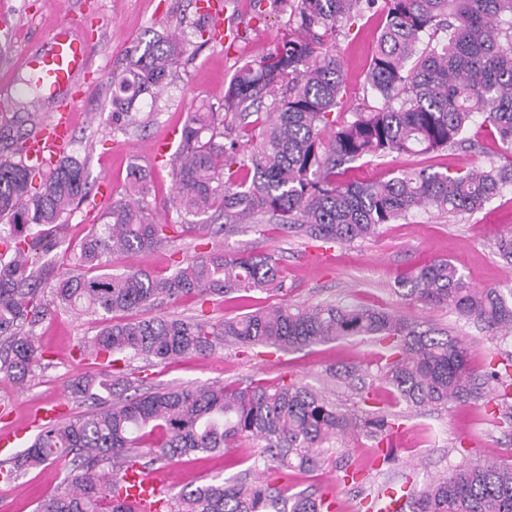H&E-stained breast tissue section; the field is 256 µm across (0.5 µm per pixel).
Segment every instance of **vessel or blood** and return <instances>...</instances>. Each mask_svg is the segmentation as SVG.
Listing matches in <instances>:
<instances>
[{"label": "vessel or blood", "mask_w": 512, "mask_h": 512, "mask_svg": "<svg viewBox=\"0 0 512 512\" xmlns=\"http://www.w3.org/2000/svg\"><path fill=\"white\" fill-rule=\"evenodd\" d=\"M46 42L45 51L26 54L22 60L23 67L41 75L46 96L65 99L46 129L26 143L28 159L40 164L56 161L62 156L72 137L73 112L78 102L76 82L91 72L88 41L75 38L68 27L52 29ZM122 478L127 484L123 497L134 512H153L156 497L164 492L154 469L140 464L124 470Z\"/></svg>", "instance_id": "1"}]
</instances>
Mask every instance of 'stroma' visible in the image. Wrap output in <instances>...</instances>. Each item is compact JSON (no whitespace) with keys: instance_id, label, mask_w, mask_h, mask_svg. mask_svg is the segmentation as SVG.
<instances>
[{"instance_id":"1","label":"stroma","mask_w":512,"mask_h":512,"mask_svg":"<svg viewBox=\"0 0 512 512\" xmlns=\"http://www.w3.org/2000/svg\"><path fill=\"white\" fill-rule=\"evenodd\" d=\"M226 18L236 29L234 46L203 42L195 31L198 0H0V80L18 81L26 74L19 59L45 49L46 34L66 24L85 37L91 47V66L104 70L106 79L89 87L74 113L69 152L84 160L89 194L68 219L66 232L52 257L60 272L73 270L82 239L99 223L106 203L98 199L102 178L112 182L113 196L123 193L131 165L149 174L144 204L158 223L178 224L182 217L173 202L174 173L170 163H153L152 150L170 131L182 129L192 104L204 100L223 112L224 92L231 78L247 62L274 52L290 29L288 17L274 0H221ZM380 12H363L336 36L343 58L346 84L337 116L352 119L354 112L381 106L382 101L363 83L364 70L375 48ZM183 27L192 45L171 83L157 102L142 100L151 108L150 120L138 128L119 130L110 119L112 86L108 80L124 65L146 32H165ZM474 149L448 148L428 154L390 155L354 162L359 180L389 179L402 172L428 168L457 171L496 161L502 151L496 132L474 115L468 130ZM512 232V184L502 187L475 214L442 215L419 210L408 218L385 225L381 233L351 246L322 248L304 233L277 224H236L218 233L199 231L172 238L160 249L116 256L114 270L148 269L165 275L186 265L200 253L216 248L225 252L250 251L278 259L285 281L282 292H255L248 299L230 294L204 302L187 296L164 304V315H206L212 321L281 302L313 306L324 301L377 307L424 325L467 337L471 343L470 365L484 371L489 361L512 353V340H501L480 326L445 308H426L403 300L397 293L400 280L434 259L453 262L466 282L475 288L512 287V267L505 266L493 249L494 240ZM100 316L54 310L33 329L41 359L24 385L0 381V431L23 424L47 403L61 407L63 417L86 411L87 406L70 391L72 382L101 367L81 354L82 346L100 329ZM386 348L373 341L349 338L318 344L296 352L268 347H221L209 356L187 355L159 363L123 358L117 368L139 392L155 388L250 383L277 384L296 379L325 391L340 407H353L351 391L328 379V372L359 365L376 371L384 362ZM378 405L392 415L397 429L391 438L395 459H378L373 441L362 436L331 442L321 467L311 472L268 471L272 484L296 493L332 494L336 512H366L371 496L388 488L401 489L406 480L424 484L451 466L512 458V422L493 419L495 404L480 400L449 403L447 407L419 414L397 403L384 383H377ZM258 442L242 439L228 452L198 454L162 460L155 467L172 478L173 490L195 488L214 479L237 475L248 469L259 452ZM357 469L362 481L347 486L337 480L344 469ZM67 472L45 464L20 472L11 485L0 484V502L8 512H37L40 504L64 490Z\"/></svg>"}]
</instances>
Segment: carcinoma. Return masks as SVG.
<instances>
[{"mask_svg":"<svg viewBox=\"0 0 512 512\" xmlns=\"http://www.w3.org/2000/svg\"><path fill=\"white\" fill-rule=\"evenodd\" d=\"M293 28L275 52L245 63L229 82L224 111L245 120L262 95L279 85V101L258 129L247 156L236 139L222 142L224 121L205 104L188 113L172 164L177 206L192 220L159 224L135 195L147 177L134 168L123 196L112 200L106 221L93 226L76 269L58 273L37 264L49 251L72 207L87 196L85 164L60 158L33 188L36 164L25 145L0 154V378L26 382L41 354L29 328L62 307L75 312H140L136 320L104 322L88 349L107 363L116 356L166 362L206 356L221 345L300 350L313 344L361 337L387 349L380 377L395 398L415 410L491 398L512 421V358L470 369V341L422 328L386 309L325 302L313 307L280 303L215 324L197 316L153 315L182 296L207 298L283 288L270 254L196 256L167 276L146 270L107 271L116 254L155 249L197 226L212 213L226 224L276 222L324 243L347 245L379 233L420 208L441 214L475 213L512 183V0H382L383 22L366 72L382 100L351 121L336 119L345 80L343 60L327 45L342 23L377 0H276ZM447 33V42L434 41ZM187 43L177 31L136 46L112 75V122L140 126V100L156 98ZM414 61L406 68L408 61ZM484 116L500 139L504 161L455 174L419 169L387 181L347 178L346 165L363 158L426 154L463 148L474 114ZM494 248L512 265V233ZM405 299L454 310L468 321L512 338V288H472L449 260H434L397 289ZM336 385L356 392V407L338 409L324 394L295 380L245 387L204 385L158 388L123 395V376L88 377L71 391L92 409L68 421H48L23 453L0 462L8 482L24 468L60 463L70 489L42 503L39 512H133L121 499L125 466L140 459L141 433L158 431L160 459L222 451L238 439L262 442L251 472L272 468L313 471L322 448L348 434L380 445L395 428L377 407L376 394L355 367L329 371ZM111 467L113 474L103 471ZM335 502L305 492L285 494L250 472L213 480L163 501L156 512H334ZM400 512H512V464L461 463L409 491Z\"/></svg>","mask_w":512,"mask_h":512,"instance_id":"1","label":"carcinoma"}]
</instances>
